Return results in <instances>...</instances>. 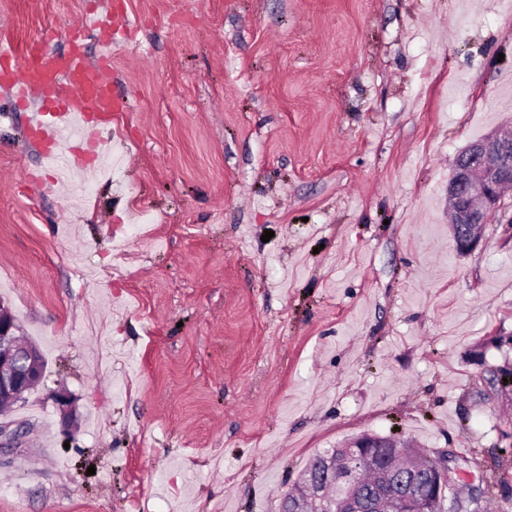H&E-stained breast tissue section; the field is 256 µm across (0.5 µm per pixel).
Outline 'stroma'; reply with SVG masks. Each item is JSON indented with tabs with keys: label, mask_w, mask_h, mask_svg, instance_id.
<instances>
[{
	"label": "stroma",
	"mask_w": 512,
	"mask_h": 512,
	"mask_svg": "<svg viewBox=\"0 0 512 512\" xmlns=\"http://www.w3.org/2000/svg\"><path fill=\"white\" fill-rule=\"evenodd\" d=\"M88 12L112 16L118 175L84 167L78 200L0 100V301L47 362L6 414L0 512H278L363 432L452 451L512 512V403L487 382L512 365V188L467 254L445 191L512 130V11L0 0V38L61 50Z\"/></svg>",
	"instance_id": "1"
}]
</instances>
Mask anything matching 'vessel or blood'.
Segmentation results:
<instances>
[{
    "instance_id": "vessel-or-blood-1",
    "label": "vessel or blood",
    "mask_w": 512,
    "mask_h": 512,
    "mask_svg": "<svg viewBox=\"0 0 512 512\" xmlns=\"http://www.w3.org/2000/svg\"><path fill=\"white\" fill-rule=\"evenodd\" d=\"M0 93L15 104L38 103L33 137L47 147L58 145L73 133L75 119L90 125L112 112V42L100 41L91 59L76 42L54 53L42 42L21 51L0 40Z\"/></svg>"
}]
</instances>
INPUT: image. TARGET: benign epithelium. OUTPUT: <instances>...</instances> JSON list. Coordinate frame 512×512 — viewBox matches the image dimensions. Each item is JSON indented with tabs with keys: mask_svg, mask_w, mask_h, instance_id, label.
Listing matches in <instances>:
<instances>
[{
	"mask_svg": "<svg viewBox=\"0 0 512 512\" xmlns=\"http://www.w3.org/2000/svg\"><path fill=\"white\" fill-rule=\"evenodd\" d=\"M512 185V136L494 132L471 143L453 163L448 177V200L453 207L452 233L459 252L473 250L479 244L484 224L500 206L502 188ZM42 378L39 349L21 335L12 314L0 308V399L19 401ZM370 448H384L385 455L375 456ZM402 444L395 437L376 433L359 436L341 460H326L336 484V512H362L360 501L343 489L355 476L370 470L382 473L390 457L401 454ZM426 494L420 497L417 512H428L433 502L449 484L463 479L466 471L451 466L452 455L435 458ZM282 512H310L309 496L294 494L283 499Z\"/></svg>",
	"mask_w": 512,
	"mask_h": 512,
	"instance_id": "benign-epithelium-1",
	"label": "benign epithelium"
}]
</instances>
